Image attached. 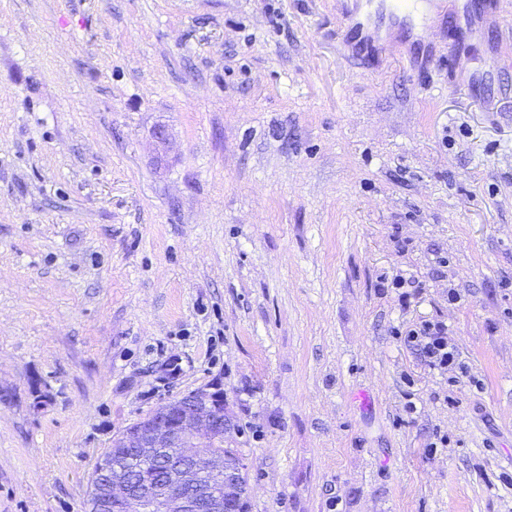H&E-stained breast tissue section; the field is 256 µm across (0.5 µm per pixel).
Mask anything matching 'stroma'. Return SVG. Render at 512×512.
Wrapping results in <instances>:
<instances>
[{
	"label": "stroma",
	"mask_w": 512,
	"mask_h": 512,
	"mask_svg": "<svg viewBox=\"0 0 512 512\" xmlns=\"http://www.w3.org/2000/svg\"><path fill=\"white\" fill-rule=\"evenodd\" d=\"M346 2L0 0V512L213 385L249 512H512V69ZM395 334L404 344L417 348L430 368L448 370V366L455 365L464 370L458 350L448 345V327L444 323L426 320L404 332L398 330Z\"/></svg>",
	"instance_id": "stroma-1"
}]
</instances>
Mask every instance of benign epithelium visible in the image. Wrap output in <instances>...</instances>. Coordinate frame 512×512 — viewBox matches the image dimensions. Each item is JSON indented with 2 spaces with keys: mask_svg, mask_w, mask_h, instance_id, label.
<instances>
[{
  "mask_svg": "<svg viewBox=\"0 0 512 512\" xmlns=\"http://www.w3.org/2000/svg\"><path fill=\"white\" fill-rule=\"evenodd\" d=\"M239 425L224 411V395L216 387L198 389L158 403L134 428L112 440L115 448H136L142 459L152 461L167 448H205L209 460L181 469L173 481L144 494L131 487L125 471L101 457L100 468L109 475L95 493V512H243L247 487L243 465L224 469V484L236 486L226 496L202 481L207 472L221 468L224 434H238Z\"/></svg>",
  "mask_w": 512,
  "mask_h": 512,
  "instance_id": "obj_1",
  "label": "benign epithelium"
}]
</instances>
